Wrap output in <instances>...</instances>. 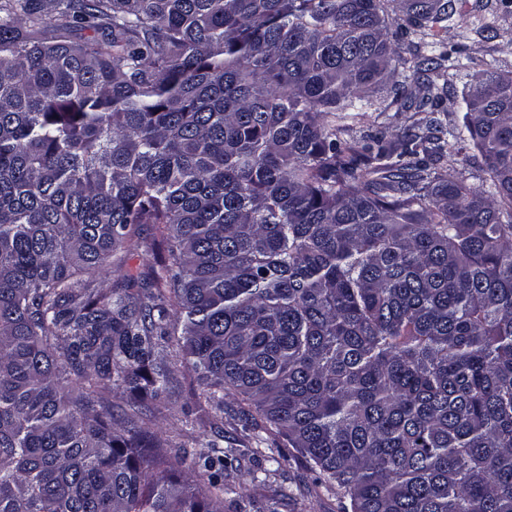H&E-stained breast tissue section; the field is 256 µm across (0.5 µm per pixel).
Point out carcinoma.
Masks as SVG:
<instances>
[{
  "label": "carcinoma",
  "instance_id": "1",
  "mask_svg": "<svg viewBox=\"0 0 512 512\" xmlns=\"http://www.w3.org/2000/svg\"><path fill=\"white\" fill-rule=\"evenodd\" d=\"M385 2L0 0V512H224L232 451L191 484L142 426L169 339L348 512H512V73L453 144L340 139L465 16ZM432 52L400 108L475 65ZM469 140L479 185L432 167ZM409 39H410V42L412 41V46H411V50H412V54L411 55H407L408 58H412V63H410L411 65V68H406L404 70L400 69L398 71V74H397V80H399L400 82H404V84L407 85V87L409 89H416V77L418 76L417 74H415V68L413 67V62L417 61L418 59H415L416 56L418 55L419 57L420 56H423V55H428L430 54L429 51H430V48L427 47V42H430L431 40H433L430 36H427L425 35L424 33L422 32H417V33H414V34H411L409 36ZM414 54L416 56H414Z\"/></svg>",
  "mask_w": 512,
  "mask_h": 512
}]
</instances>
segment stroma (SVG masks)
<instances>
[{
  "label": "stroma",
  "mask_w": 512,
  "mask_h": 512,
  "mask_svg": "<svg viewBox=\"0 0 512 512\" xmlns=\"http://www.w3.org/2000/svg\"><path fill=\"white\" fill-rule=\"evenodd\" d=\"M464 20L449 24L440 38L448 47L480 60L483 68L512 71V0H466ZM470 82L467 70L454 72L448 85L440 89L438 118L445 131L462 129L465 105L463 96ZM377 110L372 119L378 128L395 135L423 120V113L399 110L392 101L389 87H381L373 96ZM163 355L172 371L168 392L169 409L159 416L163 434L179 448L180 455L194 462L208 453L207 443L213 437L215 413L208 402L204 382L188 370L176 347L165 348ZM237 398L224 400V447L235 448L238 464L226 467L225 484L236 492L224 499V512H341L335 494L324 486L314 484L309 465L294 449L285 453L269 449L254 451L244 439L238 412ZM265 470V486H255L252 473ZM301 487L295 499L284 500L278 495L280 487Z\"/></svg>",
  "instance_id": "obj_1"
}]
</instances>
